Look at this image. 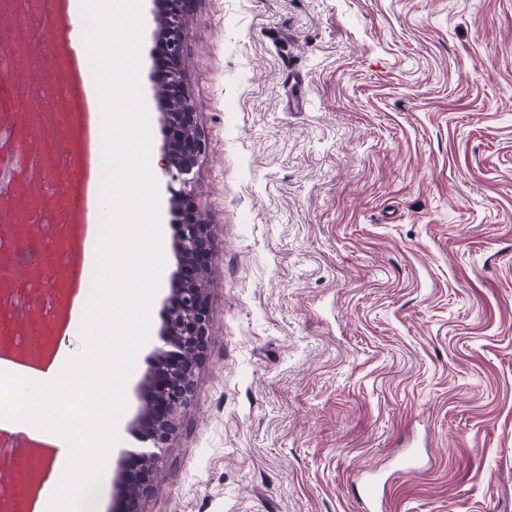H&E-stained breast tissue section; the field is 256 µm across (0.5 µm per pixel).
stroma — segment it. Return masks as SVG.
Instances as JSON below:
<instances>
[{
    "label": "stroma",
    "mask_w": 512,
    "mask_h": 512,
    "mask_svg": "<svg viewBox=\"0 0 512 512\" xmlns=\"http://www.w3.org/2000/svg\"><path fill=\"white\" fill-rule=\"evenodd\" d=\"M185 64L210 327L144 512H512V0H198Z\"/></svg>",
    "instance_id": "stroma-1"
}]
</instances>
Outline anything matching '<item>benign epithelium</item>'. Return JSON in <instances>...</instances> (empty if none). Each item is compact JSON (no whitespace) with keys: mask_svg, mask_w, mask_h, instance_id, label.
I'll return each mask as SVG.
<instances>
[{"mask_svg":"<svg viewBox=\"0 0 512 512\" xmlns=\"http://www.w3.org/2000/svg\"><path fill=\"white\" fill-rule=\"evenodd\" d=\"M154 3L157 27L152 81L162 91L159 110L166 136L159 164L166 177L168 202L176 224L174 249L179 267L171 275L160 332L165 347L157 350L142 385L144 406L135 423L140 439L151 446L127 454L120 476L122 512H143V501L162 469L161 450L170 447L192 404L196 369L206 349L209 328L201 271L214 250L211 225L194 206L196 169L206 144L183 73L185 23L195 0Z\"/></svg>","mask_w":512,"mask_h":512,"instance_id":"7a95c632","label":"benign epithelium"}]
</instances>
